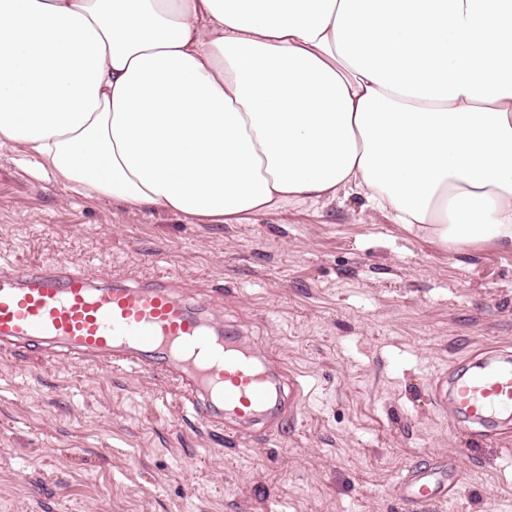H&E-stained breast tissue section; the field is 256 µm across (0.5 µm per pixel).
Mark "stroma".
I'll return each instance as SVG.
<instances>
[{
	"mask_svg": "<svg viewBox=\"0 0 512 512\" xmlns=\"http://www.w3.org/2000/svg\"><path fill=\"white\" fill-rule=\"evenodd\" d=\"M0 263L167 274L302 387L291 425L228 434L162 375L0 355V512H408V468L444 457L457 485L424 512H512V420L478 436L436 396L512 354V250L444 251L358 195L239 224L130 208L5 146Z\"/></svg>",
	"mask_w": 512,
	"mask_h": 512,
	"instance_id": "obj_1",
	"label": "stroma"
}]
</instances>
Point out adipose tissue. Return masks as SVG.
I'll return each mask as SVG.
<instances>
[{
    "instance_id": "adipose-tissue-1",
    "label": "adipose tissue",
    "mask_w": 512,
    "mask_h": 512,
    "mask_svg": "<svg viewBox=\"0 0 512 512\" xmlns=\"http://www.w3.org/2000/svg\"><path fill=\"white\" fill-rule=\"evenodd\" d=\"M223 224L359 195L512 249V0H0V145Z\"/></svg>"
}]
</instances>
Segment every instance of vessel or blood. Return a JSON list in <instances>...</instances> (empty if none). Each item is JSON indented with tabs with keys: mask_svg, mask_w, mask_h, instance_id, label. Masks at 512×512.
<instances>
[{
	"mask_svg": "<svg viewBox=\"0 0 512 512\" xmlns=\"http://www.w3.org/2000/svg\"><path fill=\"white\" fill-rule=\"evenodd\" d=\"M48 347L77 361L132 372L160 371L180 389L183 410L223 428L225 418L274 424L283 413L281 377L217 322L208 302L178 293L158 278L103 281L78 265L35 270L0 265V351ZM448 397L464 428L512 413V360L463 369ZM456 469L414 467L400 483L411 505L449 495Z\"/></svg>",
	"mask_w": 512,
	"mask_h": 512,
	"instance_id": "b4317fda",
	"label": "vessel or blood"
}]
</instances>
